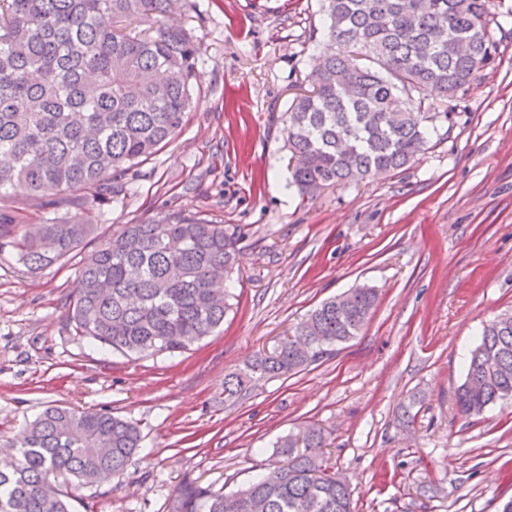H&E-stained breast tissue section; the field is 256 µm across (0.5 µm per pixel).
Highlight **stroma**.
<instances>
[{
  "label": "stroma",
  "mask_w": 512,
  "mask_h": 512,
  "mask_svg": "<svg viewBox=\"0 0 512 512\" xmlns=\"http://www.w3.org/2000/svg\"><path fill=\"white\" fill-rule=\"evenodd\" d=\"M320 8L188 0L176 18L201 45L194 107L130 171L124 198L93 207L103 235L172 211L239 231L234 308L212 336L173 358L103 353L70 320L76 257L31 272L0 256V444L49 405L142 432L124 474L76 490L72 512H168L188 479L236 490L277 465L278 437L312 423L354 512H497L512 499V403L472 418L455 403L483 325L512 312V0H491L492 57L453 126L405 168L311 201L287 183L280 115L310 88ZM363 284L379 299L358 336L225 404V374ZM412 397L415 420L400 425Z\"/></svg>",
  "instance_id": "1"
}]
</instances>
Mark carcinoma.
<instances>
[{
    "mask_svg": "<svg viewBox=\"0 0 512 512\" xmlns=\"http://www.w3.org/2000/svg\"><path fill=\"white\" fill-rule=\"evenodd\" d=\"M176 0H0V190L46 199L33 226L0 214V254L29 271L80 253L71 321L79 337L131 360L184 353L224 324L239 274L235 231L180 212L97 234L90 210L125 191L135 165L181 129L198 86L201 45L171 21ZM490 0H323L328 43L311 89L281 114L289 185L307 197L405 166L491 59ZM434 90L448 111L433 112ZM378 299L353 288L308 313L270 353L224 378V400L247 383L312 365L357 336ZM493 359L487 372L483 358ZM456 405L466 418L512 399V325L485 324ZM137 425L108 412L49 406L8 442L0 512H71L69 484L121 475L140 447ZM324 431L307 426L273 444L279 474L229 494L196 482L169 512H351L345 481L321 460Z\"/></svg>",
    "mask_w": 512,
    "mask_h": 512,
    "instance_id": "1",
    "label": "carcinoma"
}]
</instances>
